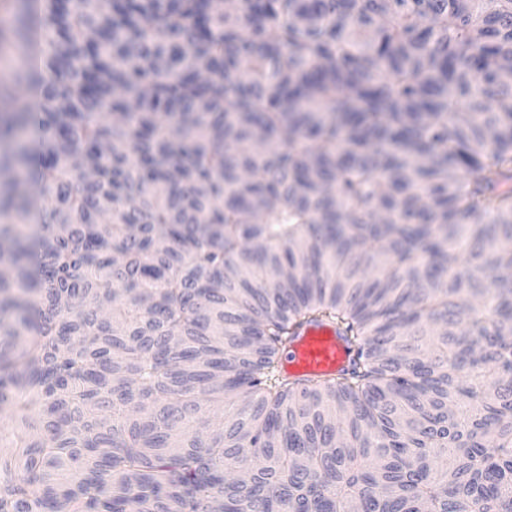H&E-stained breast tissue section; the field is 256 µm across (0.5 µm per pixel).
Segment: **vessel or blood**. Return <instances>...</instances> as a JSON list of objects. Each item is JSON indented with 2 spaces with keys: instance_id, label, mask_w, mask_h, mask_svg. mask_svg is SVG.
Here are the masks:
<instances>
[{
  "instance_id": "obj_1",
  "label": "vessel or blood",
  "mask_w": 512,
  "mask_h": 512,
  "mask_svg": "<svg viewBox=\"0 0 512 512\" xmlns=\"http://www.w3.org/2000/svg\"><path fill=\"white\" fill-rule=\"evenodd\" d=\"M356 352L336 326L308 323L293 329L280 362L288 376L332 378L355 363Z\"/></svg>"
}]
</instances>
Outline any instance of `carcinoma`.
<instances>
[{"mask_svg":"<svg viewBox=\"0 0 512 512\" xmlns=\"http://www.w3.org/2000/svg\"><path fill=\"white\" fill-rule=\"evenodd\" d=\"M11 35L0 512H512V0H27ZM313 321L358 363L289 379ZM27 53V47L22 43L3 44L0 47V78L10 75L15 70L27 69L30 64Z\"/></svg>","mask_w":512,"mask_h":512,"instance_id":"obj_1","label":"carcinoma"}]
</instances>
